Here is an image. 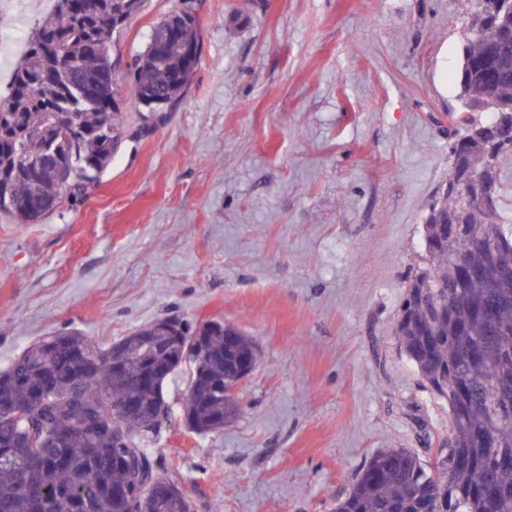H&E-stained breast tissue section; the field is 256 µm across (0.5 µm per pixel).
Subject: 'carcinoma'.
Listing matches in <instances>:
<instances>
[{"label":"carcinoma","instance_id":"1","mask_svg":"<svg viewBox=\"0 0 512 512\" xmlns=\"http://www.w3.org/2000/svg\"><path fill=\"white\" fill-rule=\"evenodd\" d=\"M473 0L460 67L459 123L450 173L483 169L493 144L512 129L492 128L496 105H512V38L490 42L488 21L512 29V14L488 15ZM145 0H55L12 71L0 107V213L36 224L69 192L112 163L127 113L117 102L112 38ZM196 17L178 8L151 30L131 72L136 101L156 111L180 100L200 58ZM78 129L58 130L60 116ZM473 198L491 189L492 207L443 189L424 218L425 266L406 286L395 335L422 380L448 404L453 443L425 460L412 448H380L355 474L333 512H512V267L492 247L512 244L498 221L502 160ZM454 217L453 234L448 219ZM163 321L187 340L201 336L200 360L187 344L126 360L139 328L107 348L78 331L46 336L0 369V512H196L183 487L160 473L150 437L173 407L168 378L186 367L181 412L189 430H224V387L242 364L258 361L255 342L224 323L210 328L178 316ZM105 430L81 428L87 414Z\"/></svg>","mask_w":512,"mask_h":512}]
</instances>
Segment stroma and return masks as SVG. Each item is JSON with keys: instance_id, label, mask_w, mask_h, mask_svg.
Wrapping results in <instances>:
<instances>
[{"instance_id": "35a3bbf8", "label": "stroma", "mask_w": 512, "mask_h": 512, "mask_svg": "<svg viewBox=\"0 0 512 512\" xmlns=\"http://www.w3.org/2000/svg\"><path fill=\"white\" fill-rule=\"evenodd\" d=\"M180 0L120 35L128 125L97 181L36 224L0 214V367L74 329L106 346L153 320H221L258 345L236 420L154 447L198 512H332L381 448L432 459L447 403L393 333L422 222L448 181L469 0H192L176 104L129 67Z\"/></svg>"}]
</instances>
